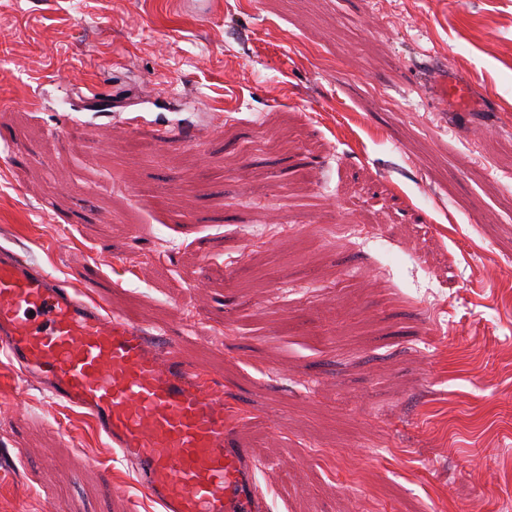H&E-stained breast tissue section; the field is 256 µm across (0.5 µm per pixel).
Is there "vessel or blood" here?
Segmentation results:
<instances>
[{
  "instance_id": "1",
  "label": "vessel or blood",
  "mask_w": 512,
  "mask_h": 512,
  "mask_svg": "<svg viewBox=\"0 0 512 512\" xmlns=\"http://www.w3.org/2000/svg\"><path fill=\"white\" fill-rule=\"evenodd\" d=\"M444 95L468 86L435 74ZM0 352L21 380L83 410L164 512H266L224 391L174 344L83 300L22 254L0 251Z\"/></svg>"
}]
</instances>
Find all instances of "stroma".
<instances>
[{
  "instance_id": "35a3bbf8",
  "label": "stroma",
  "mask_w": 512,
  "mask_h": 512,
  "mask_svg": "<svg viewBox=\"0 0 512 512\" xmlns=\"http://www.w3.org/2000/svg\"><path fill=\"white\" fill-rule=\"evenodd\" d=\"M509 46L512 0H0V245L223 385L268 512H512ZM0 512L164 510L0 357ZM433 82L437 90L443 91V99L447 102L448 96L465 100L470 97L469 87L456 80L448 77V73H437L433 77Z\"/></svg>"
}]
</instances>
